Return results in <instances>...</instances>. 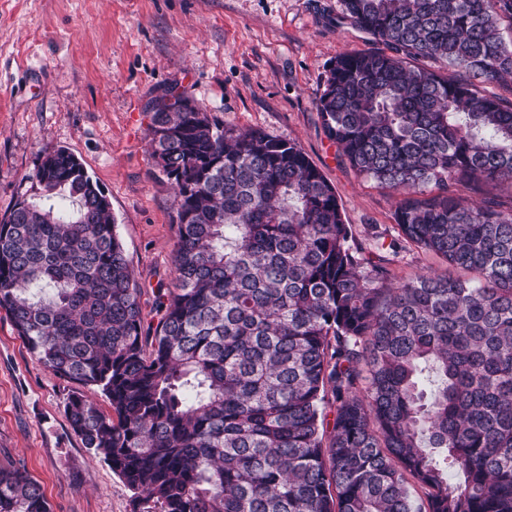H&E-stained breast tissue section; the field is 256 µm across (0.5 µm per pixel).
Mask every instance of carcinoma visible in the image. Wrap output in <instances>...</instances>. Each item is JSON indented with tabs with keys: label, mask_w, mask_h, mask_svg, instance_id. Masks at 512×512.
Returning a JSON list of instances; mask_svg holds the SVG:
<instances>
[{
	"label": "carcinoma",
	"mask_w": 512,
	"mask_h": 512,
	"mask_svg": "<svg viewBox=\"0 0 512 512\" xmlns=\"http://www.w3.org/2000/svg\"><path fill=\"white\" fill-rule=\"evenodd\" d=\"M341 2L387 51L332 61L317 110L352 169L402 195L390 242L355 235L297 144L187 95L149 105L177 224L153 330L67 149L0 219V309L78 385L69 426L140 512H512V102L475 84L512 79V0ZM406 243L446 269L391 285ZM0 512L51 508L9 465Z\"/></svg>",
	"instance_id": "cac0c4a2"
}]
</instances>
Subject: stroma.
<instances>
[{
  "instance_id": "stroma-1",
  "label": "stroma",
  "mask_w": 512,
  "mask_h": 512,
  "mask_svg": "<svg viewBox=\"0 0 512 512\" xmlns=\"http://www.w3.org/2000/svg\"><path fill=\"white\" fill-rule=\"evenodd\" d=\"M340 15V0H0V217L36 194L43 152L68 149L108 196L144 321L157 325L177 227L147 108L174 87L225 124L296 143L358 237L396 235L398 194L356 174L317 110L332 60L382 48ZM71 389L0 311V465L23 466L52 512H134L71 430Z\"/></svg>"
}]
</instances>
